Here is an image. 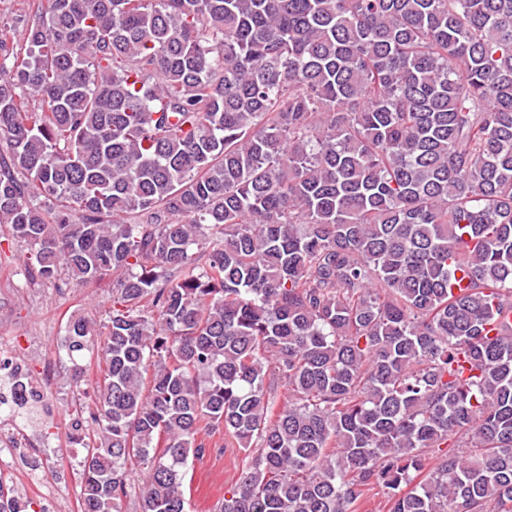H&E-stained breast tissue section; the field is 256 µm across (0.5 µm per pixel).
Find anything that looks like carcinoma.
Returning <instances> with one entry per match:
<instances>
[{
    "mask_svg": "<svg viewBox=\"0 0 512 512\" xmlns=\"http://www.w3.org/2000/svg\"><path fill=\"white\" fill-rule=\"evenodd\" d=\"M2 142L26 280L112 274L79 512H187L221 433L219 512H512V0H40ZM247 462L240 448L227 447L220 437L205 439L203 453L188 460L185 477L188 512H218L224 501V489L238 479Z\"/></svg>",
    "mask_w": 512,
    "mask_h": 512,
    "instance_id": "cac0c4a2",
    "label": "carcinoma"
}]
</instances>
